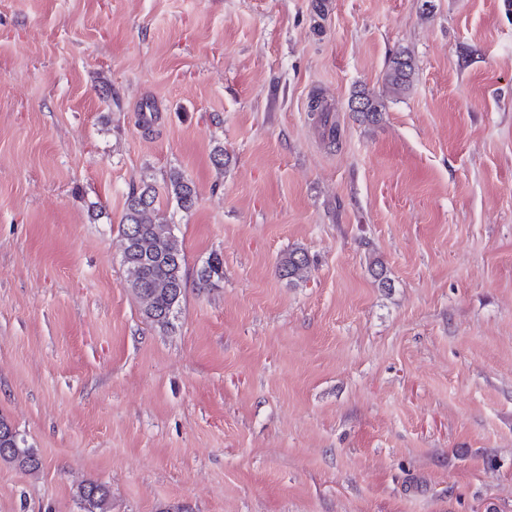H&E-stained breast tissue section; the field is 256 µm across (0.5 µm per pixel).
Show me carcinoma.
<instances>
[{
	"label": "carcinoma",
	"instance_id": "obj_1",
	"mask_svg": "<svg viewBox=\"0 0 512 512\" xmlns=\"http://www.w3.org/2000/svg\"><path fill=\"white\" fill-rule=\"evenodd\" d=\"M413 64L410 58L398 54L385 74L386 92L393 96L403 94L410 86ZM354 100L363 104L361 120L378 122L382 115L380 98L360 91ZM169 182L177 206L188 212L197 201L191 181L178 171L170 173ZM122 264L128 290L136 298L141 313L161 328L173 326L176 309L184 290L185 255L182 243L161 212L153 185L144 184L132 189L126 200L122 217ZM310 268L308 255L292 249L281 259L279 276L290 283L306 278ZM199 280L211 284L224 279V263L218 256L208 259L198 273ZM0 462L35 475L43 462L35 449L26 444L11 421L0 414ZM77 497L83 512H112V493L109 487L97 481H85L78 486Z\"/></svg>",
	"mask_w": 512,
	"mask_h": 512
}]
</instances>
